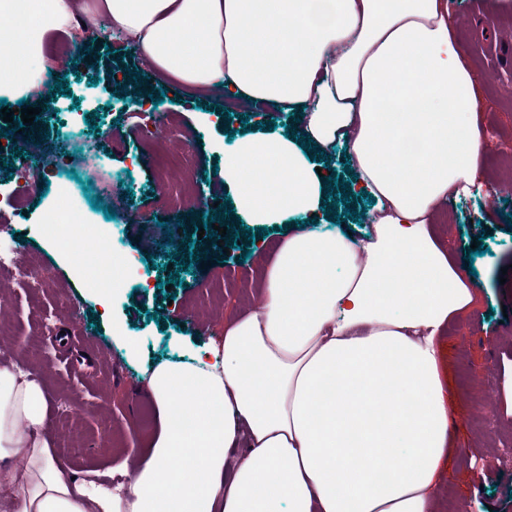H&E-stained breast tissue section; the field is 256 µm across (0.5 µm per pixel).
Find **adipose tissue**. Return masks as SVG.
<instances>
[{
    "instance_id": "1",
    "label": "adipose tissue",
    "mask_w": 512,
    "mask_h": 512,
    "mask_svg": "<svg viewBox=\"0 0 512 512\" xmlns=\"http://www.w3.org/2000/svg\"><path fill=\"white\" fill-rule=\"evenodd\" d=\"M89 17L187 92L300 112L298 136L250 135L224 155L216 179L249 223L324 206L303 136L326 157L346 147L374 231L283 238L259 261L258 309L152 369L158 428L127 491L61 465L44 386L1 366L0 502L436 512L450 455L439 339L477 300L438 228L484 163L480 86L448 0H0V100L37 89Z\"/></svg>"
}]
</instances>
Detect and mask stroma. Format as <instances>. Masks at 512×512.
<instances>
[{"label":"stroma","instance_id":"1","mask_svg":"<svg viewBox=\"0 0 512 512\" xmlns=\"http://www.w3.org/2000/svg\"><path fill=\"white\" fill-rule=\"evenodd\" d=\"M460 15L462 41L481 77L486 163L469 195L448 202V246L461 273L478 293L476 306L452 318L441 342L448 412L455 452L444 475L442 512H512V19L488 22L485 0H448ZM87 58L66 73V92L56 94L58 111L29 95L40 109L44 139L31 125L0 139V248L20 244L27 264L49 273L43 288L0 268L10 291L0 303V364L14 362L39 375L52 403L49 434L58 460L83 473L99 472L133 485L131 465L150 431L140 406L151 399L145 373L152 362L181 361L224 331V317L242 304L246 265L238 256L201 253L180 282L163 288L166 265L196 239L197 225L214 216L190 213L177 175H170L168 201H161L157 175L136 140L145 119L135 96H163L154 128L166 141L189 136L197 175L210 179L244 129L260 124L292 125L291 112L243 103L226 109L213 93L191 97L165 92L157 73L126 40L89 41ZM120 83H113V75ZM43 156L34 186L20 192L6 173L16 148ZM101 155L106 183H92L83 159ZM104 227L112 251L75 264L68 251L41 232L43 213L60 201V190ZM102 198L116 213L106 219L92 207ZM157 215L143 229L134 212ZM486 255L470 257L474 239ZM113 288L103 308L95 289ZM174 300H167V293ZM137 356H129L128 343Z\"/></svg>","mask_w":512,"mask_h":512}]
</instances>
